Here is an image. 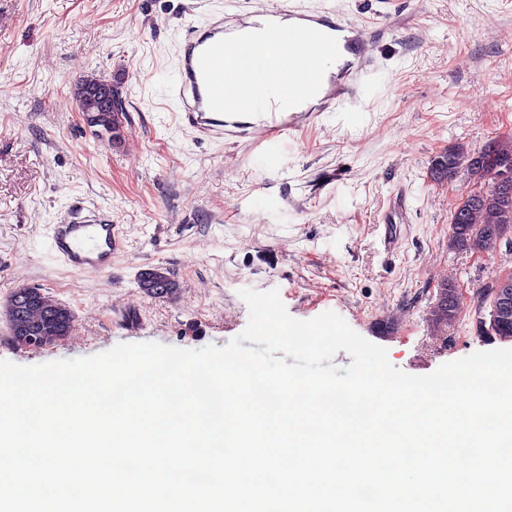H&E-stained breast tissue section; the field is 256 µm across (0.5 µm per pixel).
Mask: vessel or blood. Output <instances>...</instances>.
I'll use <instances>...</instances> for the list:
<instances>
[{
    "mask_svg": "<svg viewBox=\"0 0 512 512\" xmlns=\"http://www.w3.org/2000/svg\"><path fill=\"white\" fill-rule=\"evenodd\" d=\"M291 20L309 39V51L301 68L307 79L304 92L291 88L292 70H284L280 97L243 98L242 85H225L224 70L230 67V52L241 46L261 49L278 34L283 20ZM259 33L243 35L237 15L205 12L201 26L183 41L177 61V79L170 93L179 103L183 124L206 139L239 138L256 118L268 132L281 134L301 127L313 113L334 110L343 100L364 95L376 71L371 47L391 34L388 23L374 30L352 24L334 11H313L294 0H274L250 24ZM69 216L51 228L54 257L73 269L111 273L112 255L120 246L117 227L107 215L74 202Z\"/></svg>",
    "mask_w": 512,
    "mask_h": 512,
    "instance_id": "b4317fda",
    "label": "vessel or blood"
}]
</instances>
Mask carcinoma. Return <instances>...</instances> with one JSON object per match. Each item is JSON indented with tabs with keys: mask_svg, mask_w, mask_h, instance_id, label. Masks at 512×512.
<instances>
[{
	"mask_svg": "<svg viewBox=\"0 0 512 512\" xmlns=\"http://www.w3.org/2000/svg\"><path fill=\"white\" fill-rule=\"evenodd\" d=\"M93 127H100L106 132L117 128V118L114 112L94 113ZM477 151H471L462 145L448 147V151L441 154L446 161L443 178L452 180L460 175L475 176L487 185L486 195L475 202L462 213V217L449 238V246L458 250H471L485 244L488 239L497 234H504L507 228L512 226V202L502 200L496 190L499 176L504 173H512V139L495 143L484 150L482 159L476 160ZM171 288L159 292L149 287L150 280L142 278L139 287L149 296L155 298L169 297L179 288L178 283L161 273Z\"/></svg>",
	"mask_w": 512,
	"mask_h": 512,
	"instance_id": "cac0c4a2",
	"label": "carcinoma"
}]
</instances>
